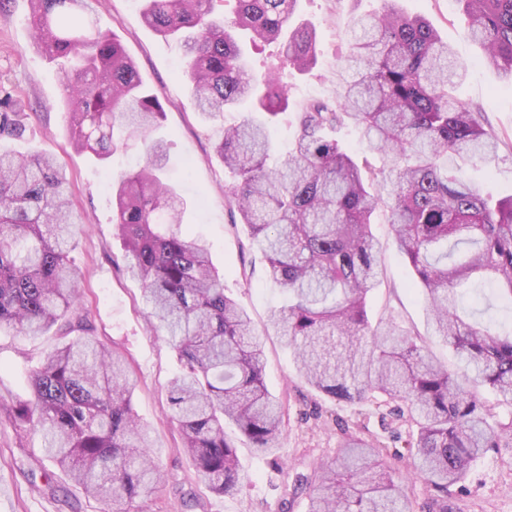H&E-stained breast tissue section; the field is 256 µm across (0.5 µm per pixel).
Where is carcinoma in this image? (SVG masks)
<instances>
[{
  "instance_id": "obj_1",
  "label": "carcinoma",
  "mask_w": 512,
  "mask_h": 512,
  "mask_svg": "<svg viewBox=\"0 0 512 512\" xmlns=\"http://www.w3.org/2000/svg\"><path fill=\"white\" fill-rule=\"evenodd\" d=\"M143 2L144 23L183 44L201 120L246 112L214 150L234 174L225 194L232 225H244L267 278L287 295L269 327L286 339L314 392L394 403L383 422L409 417L407 456L437 492L420 512H449L448 487L488 449L512 451V421L497 419L480 397L489 387L512 407V331L474 320L461 293L475 284L486 307L498 298L512 305V196L495 198L448 166L457 156L487 163L501 142L478 110L450 94L464 66L429 21L382 0L381 11L354 20L349 77L336 96L297 104L284 78L317 64V33L296 19L298 0H235L230 16L216 10L219 0ZM457 2L483 61L512 81V0ZM30 3L36 44L65 81L74 148L105 161L130 141L141 146L144 163L112 183L113 223L149 324L180 359L168 400L184 450L211 492L229 494L242 474L224 425L267 452L285 415L264 382L260 338L245 307L225 294L206 246L182 228L184 199L163 182L168 144L153 136L163 107L133 60L89 18V0ZM240 30L256 47L277 45L264 72L245 59ZM287 111L296 130L271 165L268 124ZM343 127L356 132L363 159L336 138ZM24 133L21 103L0 98V139ZM380 213L425 296L427 325L459 358L456 372L370 312L369 295L382 284L372 232ZM84 228L64 165L0 151V328L38 336L56 326L61 338L32 369L31 394L12 401L9 419L87 498L112 512H140L161 471L134 410L137 380L126 359L88 336L72 256ZM392 471L378 446L355 437L296 483L311 490L309 512H406L407 488Z\"/></svg>"
}]
</instances>
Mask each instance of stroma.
Returning <instances> with one entry per match:
<instances>
[{"label": "stroma", "mask_w": 512, "mask_h": 512, "mask_svg": "<svg viewBox=\"0 0 512 512\" xmlns=\"http://www.w3.org/2000/svg\"><path fill=\"white\" fill-rule=\"evenodd\" d=\"M401 3L408 13L428 19L465 65V76L452 93L480 107L486 129L501 140L495 160L486 166L466 165L467 176L494 196L512 195V83L483 63L482 50L454 0ZM380 7V0H299L301 18L317 31L318 62L311 73L289 76L293 100L335 97L346 76L343 56L353 37L352 23ZM30 13L29 0H8L0 9V85L21 100L27 124L24 139L0 146L24 155L53 156L71 178L76 217L88 226L75 250L85 270L81 304L93 336L128 359L138 380L134 407L151 427L159 450L163 480L144 512H308L309 496L294 492V476L312 474L319 464L332 461L348 436L372 439L385 455H397L396 466L412 503L427 498L429 484L412 473L409 460L401 456L404 443L394 436L401 423L387 431L372 406L307 392L285 339L267 327L270 310L283 296L267 281L265 259L251 248L244 228L231 225L225 198L229 177L214 154L222 125L239 121L240 113H226L220 125L202 123L182 73L181 44L146 26L136 0H97L95 14L101 27L118 37L165 111L157 134L169 145L166 178L187 200L184 223L206 241L214 266L224 276L225 292L241 301L262 335L266 384L287 406L279 444L271 453H258L234 426L226 427L244 475L239 491L219 496L197 479L182 451L167 397L168 382L180 364L175 351L148 323L140 285L126 271L123 242L112 222V180L141 155L131 149L100 161L75 152L69 143L63 77L58 65L38 50ZM373 232L382 245L385 268V280L371 296L375 313L393 314L401 326L426 333L425 300L412 288L411 267L388 224H374ZM55 342L50 334L32 337L0 331V512H99V503L85 499L62 474L45 477L34 461L31 441L20 438L7 418L12 400L30 394L32 360ZM448 505L452 512H512V454L488 450L462 487L453 489Z\"/></svg>", "instance_id": "stroma-1"}]
</instances>
